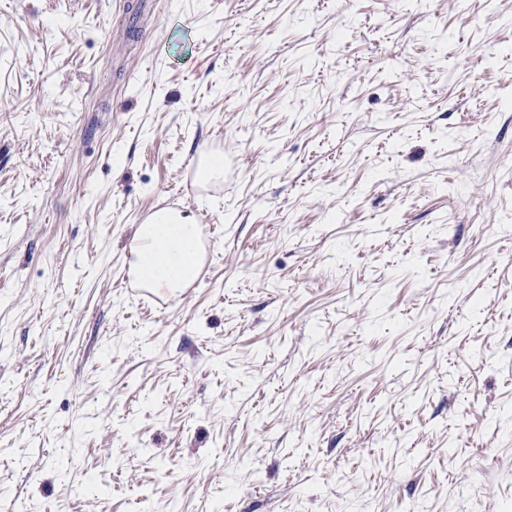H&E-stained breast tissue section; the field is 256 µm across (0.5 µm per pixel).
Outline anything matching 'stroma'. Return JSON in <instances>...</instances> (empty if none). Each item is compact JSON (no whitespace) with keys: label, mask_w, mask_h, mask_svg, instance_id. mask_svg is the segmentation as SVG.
Instances as JSON below:
<instances>
[{"label":"stroma","mask_w":512,"mask_h":512,"mask_svg":"<svg viewBox=\"0 0 512 512\" xmlns=\"http://www.w3.org/2000/svg\"><path fill=\"white\" fill-rule=\"evenodd\" d=\"M0 512H512V0H0ZM131 265L154 288H182L200 271L196 224L176 210L152 214L135 232Z\"/></svg>","instance_id":"35a3bbf8"}]
</instances>
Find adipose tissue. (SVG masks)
<instances>
[{
  "mask_svg": "<svg viewBox=\"0 0 512 512\" xmlns=\"http://www.w3.org/2000/svg\"><path fill=\"white\" fill-rule=\"evenodd\" d=\"M132 266L156 288H180L200 271L202 252L195 223L176 210L152 214L135 232Z\"/></svg>",
  "mask_w": 512,
  "mask_h": 512,
  "instance_id": "1",
  "label": "adipose tissue"
}]
</instances>
